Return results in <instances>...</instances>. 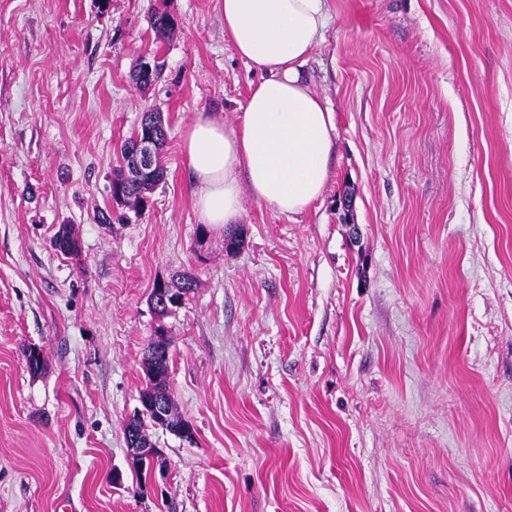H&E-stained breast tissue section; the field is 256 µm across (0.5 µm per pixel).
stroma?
Masks as SVG:
<instances>
[{"instance_id":"1","label":"stroma","mask_w":512,"mask_h":512,"mask_svg":"<svg viewBox=\"0 0 512 512\" xmlns=\"http://www.w3.org/2000/svg\"><path fill=\"white\" fill-rule=\"evenodd\" d=\"M328 7V182L290 217L244 195L231 250L182 151L254 79L217 0H0V512H512V0ZM148 109L166 179L101 224ZM182 271L196 288L157 319ZM160 324L194 437L151 429L148 482L123 425Z\"/></svg>"}]
</instances>
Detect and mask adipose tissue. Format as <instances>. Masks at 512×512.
<instances>
[{
	"label": "adipose tissue",
	"instance_id": "ef3b65f1",
	"mask_svg": "<svg viewBox=\"0 0 512 512\" xmlns=\"http://www.w3.org/2000/svg\"><path fill=\"white\" fill-rule=\"evenodd\" d=\"M224 36L256 76L242 112L227 124L201 113L183 151L202 223L242 217V193L279 214L306 211L330 175L335 115L302 74L324 40L327 0H217Z\"/></svg>",
	"mask_w": 512,
	"mask_h": 512
}]
</instances>
